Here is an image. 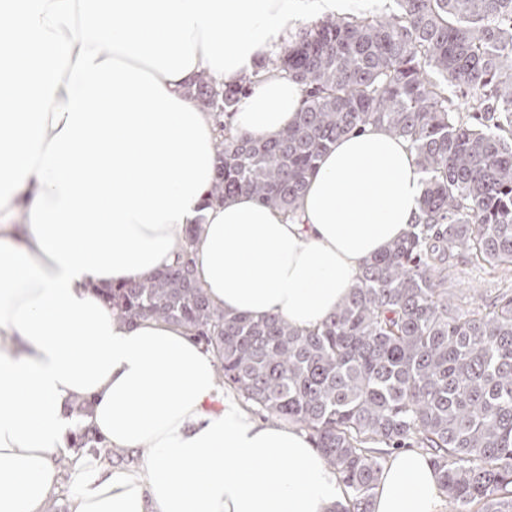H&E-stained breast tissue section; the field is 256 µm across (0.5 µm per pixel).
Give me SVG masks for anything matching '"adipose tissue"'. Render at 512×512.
<instances>
[{
    "mask_svg": "<svg viewBox=\"0 0 512 512\" xmlns=\"http://www.w3.org/2000/svg\"><path fill=\"white\" fill-rule=\"evenodd\" d=\"M346 2L0 0V512H45L87 429L141 465L71 455L70 512H329L341 498L307 433L254 418L183 327L124 323L102 291L170 266L200 224L212 304L310 329L406 236L420 174L374 124L322 155L296 222L245 194L206 202L217 128L188 84L236 83ZM302 100L269 67L231 125L275 136ZM441 498L429 459L406 450L374 512H438Z\"/></svg>",
    "mask_w": 512,
    "mask_h": 512,
    "instance_id": "ef3b65f1",
    "label": "adipose tissue"
}]
</instances>
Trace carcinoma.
<instances>
[{"instance_id": "1", "label": "carcinoma", "mask_w": 512, "mask_h": 512, "mask_svg": "<svg viewBox=\"0 0 512 512\" xmlns=\"http://www.w3.org/2000/svg\"><path fill=\"white\" fill-rule=\"evenodd\" d=\"M396 4L306 28L281 51L271 65L304 99L273 138L230 128L266 63L230 86L201 73L187 90L219 117L209 204L247 194L294 220L337 139L378 124L409 142L417 220L336 311L307 332L225 313L196 278L201 224L166 271L103 297L128 323L185 327L222 384L305 431L344 487L329 512H373L385 455L400 448L429 457L450 512H512V292L468 308L448 297L461 258L512 266V0Z\"/></svg>"}]
</instances>
